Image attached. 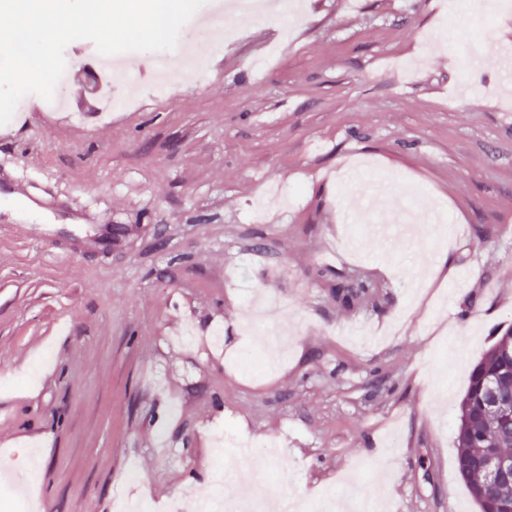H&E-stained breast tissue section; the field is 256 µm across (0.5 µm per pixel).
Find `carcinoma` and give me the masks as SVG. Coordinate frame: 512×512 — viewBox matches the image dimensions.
<instances>
[{"label": "carcinoma", "instance_id": "cac0c4a2", "mask_svg": "<svg viewBox=\"0 0 512 512\" xmlns=\"http://www.w3.org/2000/svg\"><path fill=\"white\" fill-rule=\"evenodd\" d=\"M373 295L372 284L359 280L336 285V297L346 306H354ZM512 369V327L494 337L483 357L475 365L468 388L458 409L457 466L479 512H495L504 500L512 499V487L488 489L480 468L489 445L512 455V425L497 426L483 415L484 385Z\"/></svg>", "mask_w": 512, "mask_h": 512}]
</instances>
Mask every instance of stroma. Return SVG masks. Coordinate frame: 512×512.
Here are the masks:
<instances>
[{
  "label": "stroma",
  "mask_w": 512,
  "mask_h": 512,
  "mask_svg": "<svg viewBox=\"0 0 512 512\" xmlns=\"http://www.w3.org/2000/svg\"><path fill=\"white\" fill-rule=\"evenodd\" d=\"M298 2L228 41L186 23L206 79L155 95L139 75L108 116L100 55L73 41L80 111L0 125V191L39 200L0 206V485L36 474L38 512L223 497L217 426L225 452L258 446L243 500L263 481L335 512L344 485L387 512H477L458 405L512 325V97L448 32L512 52V0ZM340 275L374 300L344 306Z\"/></svg>",
  "instance_id": "obj_1"
}]
</instances>
